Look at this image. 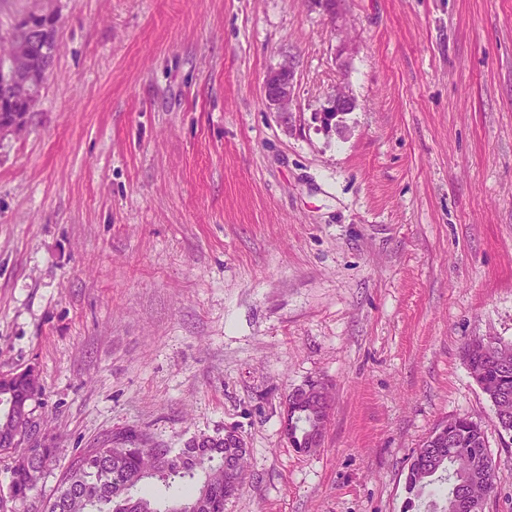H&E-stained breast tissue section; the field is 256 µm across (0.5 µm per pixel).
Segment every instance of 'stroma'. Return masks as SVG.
<instances>
[{
    "instance_id": "stroma-1",
    "label": "stroma",
    "mask_w": 512,
    "mask_h": 512,
    "mask_svg": "<svg viewBox=\"0 0 512 512\" xmlns=\"http://www.w3.org/2000/svg\"><path fill=\"white\" fill-rule=\"evenodd\" d=\"M36 7L58 50L0 137V373H39L58 466L231 427L224 512H403L414 452L465 416L503 477L485 512H512L463 357L512 341V0H0V34ZM286 59L289 133L263 102ZM314 381L332 413L301 453L283 404ZM354 108V100L349 95V93L345 90L344 87L337 85L334 93L330 95L328 99V107H326L325 112H334L336 113L334 117L327 118L325 114L320 115V119L324 124H331L332 120L338 118L335 123L336 130L341 128L342 115H345L346 112H350ZM323 112V113H325Z\"/></svg>"
}]
</instances>
